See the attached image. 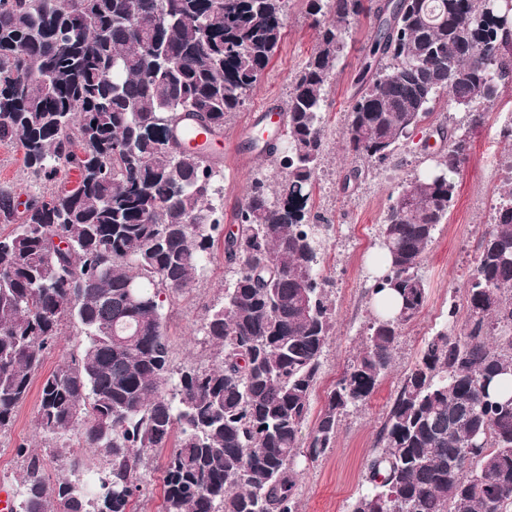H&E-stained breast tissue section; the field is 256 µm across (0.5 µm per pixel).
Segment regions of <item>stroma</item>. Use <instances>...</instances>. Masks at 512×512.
<instances>
[{"label": "stroma", "mask_w": 512, "mask_h": 512, "mask_svg": "<svg viewBox=\"0 0 512 512\" xmlns=\"http://www.w3.org/2000/svg\"><path fill=\"white\" fill-rule=\"evenodd\" d=\"M305 11L306 0H289L288 22L268 75L248 94L244 106L224 128L214 202L223 211L225 225L234 224L250 181L263 163L258 151L238 152L242 136H255L256 110L263 102L286 101L291 80L317 46V31ZM370 36L368 19L353 24L323 111L328 154L310 204L313 213L323 216L327 224L320 267L332 281L336 311L334 332L311 400V416H318L344 366L361 348L364 328L374 314L369 294L374 273L372 253L378 246L379 226L401 185L413 173L432 166L431 153L441 147L438 126L466 135L469 151L455 176L457 188L448 218L438 225L421 265L428 291L426 304L403 330L393 366L370 401L343 417L336 440L323 457L300 464L299 512H349L351 503L365 490L366 464L397 384L417 361L425 340L443 327L449 298H463L481 236L491 223L497 190L512 159L511 85L500 90L483 124L470 125L463 110L444 100L422 134L402 143L391 159L356 163L346 149L344 128ZM356 166L362 167L363 173L354 179L350 172ZM30 182L22 151L0 144V187H12L18 200L24 202ZM229 278L224 250L215 246L198 283L174 295L166 305L164 328L174 369H204L210 365L213 350L200 327L210 310L223 303L224 284ZM39 401L40 387L35 384L18 407L12 427L0 434V487L16 492L32 455L45 459V470L53 479L62 476L80 485L88 475L104 474L106 461L102 454L75 437L66 446L79 458V469L63 470L47 461V443L35 425ZM21 446L26 448V455L18 454ZM164 461V453L153 454L144 471L142 490L133 499V512H161Z\"/></svg>", "instance_id": "obj_1"}]
</instances>
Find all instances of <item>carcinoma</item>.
I'll return each mask as SVG.
<instances>
[{
	"instance_id": "obj_1",
	"label": "carcinoma",
	"mask_w": 512,
	"mask_h": 512,
	"mask_svg": "<svg viewBox=\"0 0 512 512\" xmlns=\"http://www.w3.org/2000/svg\"><path fill=\"white\" fill-rule=\"evenodd\" d=\"M66 2L0 0V143L22 148L38 185L22 211L0 189L12 226L0 233V433L72 323L88 343L43 376L36 424L49 439L81 430L108 472L78 490L33 455L12 512H131L148 452L168 446L163 512H298L297 459L332 448L425 306L421 264L467 151L446 135L435 166L398 191L372 286L398 310L370 318L306 429L335 326L308 203L346 37L373 21L345 139L355 158L383 162L444 96L484 121L512 82V0H306L319 43L291 84L286 147L250 143L279 179L254 174L229 232L212 149L268 69L286 0ZM498 199L465 304L450 301L401 377L350 512H512V178ZM218 239L232 277L203 326L217 356L176 371L163 310Z\"/></svg>"
}]
</instances>
